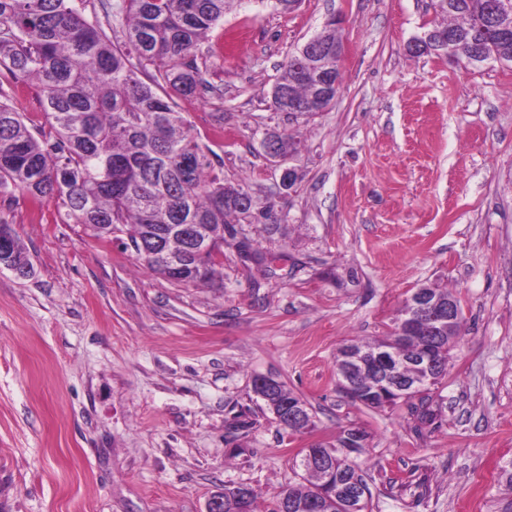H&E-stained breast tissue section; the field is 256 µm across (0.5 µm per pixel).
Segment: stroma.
<instances>
[{"mask_svg": "<svg viewBox=\"0 0 512 512\" xmlns=\"http://www.w3.org/2000/svg\"><path fill=\"white\" fill-rule=\"evenodd\" d=\"M333 17L338 98L274 111L285 60ZM442 21L431 0H234L199 45L209 89L179 108L252 195L235 230L272 267L231 244L223 280L182 284L55 202L0 195L33 265L0 267V512H206L227 485L264 512L302 482L303 448L351 427L368 435L367 512H512V63L408 52ZM0 88L45 125L35 81L1 72ZM270 130L299 143L288 191ZM424 285L462 312L426 423L413 402L372 409L336 385L338 349L386 336ZM258 375L306 402L307 433L278 424Z\"/></svg>", "mask_w": 512, "mask_h": 512, "instance_id": "stroma-1", "label": "stroma"}]
</instances>
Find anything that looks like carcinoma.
Instances as JSON below:
<instances>
[{"instance_id":"1","label":"carcinoma","mask_w":512,"mask_h":512,"mask_svg":"<svg viewBox=\"0 0 512 512\" xmlns=\"http://www.w3.org/2000/svg\"><path fill=\"white\" fill-rule=\"evenodd\" d=\"M84 0H0V69L34 79L43 96L49 132L32 130L0 92V192L18 189L34 201L52 200L65 208L67 220L81 224L98 239L112 240V230L127 235L131 246L155 273L188 284L213 282L224 275V233L230 218L249 214L251 195L227 187L213 173L212 151L191 132L176 99L196 94L205 70L196 50L224 20L233 0H112V24L123 41L83 16ZM500 0H447L438 25L452 34L448 51L468 60L486 53L483 62L512 59V29L495 30ZM336 44V19L321 30L311 53L288 57L271 105L288 111V93L306 108L316 107L318 63ZM195 224L217 255L200 256L174 233ZM0 238L8 247L0 263L27 276L32 265L10 224L0 217ZM180 256L170 272L162 258L142 252L156 242ZM255 240L238 242L244 259L265 263ZM423 328L411 336L392 331L382 340L351 343L336 354L337 386L370 408H385L420 397L418 420H434L440 405L429 395L445 377L448 356L461 320L441 326L420 310ZM432 359L434 371L421 363ZM253 390L271 411L305 402L279 381ZM366 434L343 431L337 440L332 484L336 494H322L317 475L281 490L267 512H364L367 486L341 449H364Z\"/></svg>"}]
</instances>
